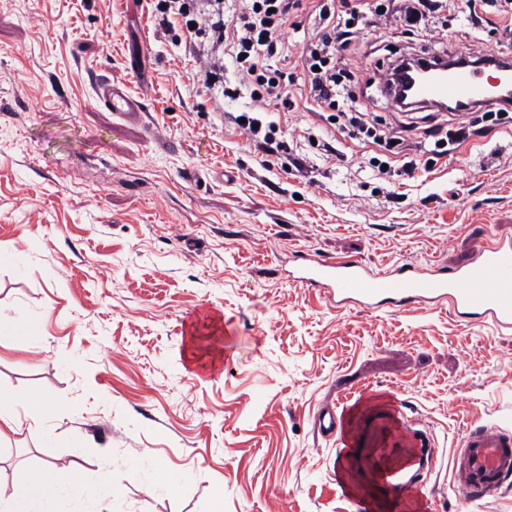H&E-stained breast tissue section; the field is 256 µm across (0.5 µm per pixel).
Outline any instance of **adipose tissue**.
I'll return each instance as SVG.
<instances>
[{"mask_svg": "<svg viewBox=\"0 0 512 512\" xmlns=\"http://www.w3.org/2000/svg\"><path fill=\"white\" fill-rule=\"evenodd\" d=\"M81 487L76 469L50 463L30 473L11 493L0 492V512H55V489L77 491Z\"/></svg>", "mask_w": 512, "mask_h": 512, "instance_id": "obj_1", "label": "adipose tissue"}]
</instances>
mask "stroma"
I'll return each mask as SVG.
<instances>
[{
    "label": "stroma",
    "instance_id": "stroma-1",
    "mask_svg": "<svg viewBox=\"0 0 512 512\" xmlns=\"http://www.w3.org/2000/svg\"><path fill=\"white\" fill-rule=\"evenodd\" d=\"M511 6L497 0L477 25L465 0H440L423 35L394 19L363 30L346 55V111L398 129L404 114L371 81L377 62L480 42L512 53ZM149 8L0 0V409L25 420L0 444V491L57 462L85 489L60 494L57 512H352L355 498L368 512H512V484L468 501L450 466L470 424L512 428V332L444 307L340 311L288 278L311 255L455 267L512 234V127L470 137L432 171L382 175L369 164L380 148L310 111L294 85L281 147L264 158L224 118L249 110V89L214 111L192 46ZM299 19L272 68L292 72L309 44L311 0ZM102 76L142 96L140 124L95 104ZM365 389L398 395L435 437L441 468L408 508L368 449L315 432L322 405ZM26 395L54 407L47 422H27Z\"/></svg>",
    "mask_w": 512,
    "mask_h": 512
}]
</instances>
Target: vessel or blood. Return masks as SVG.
Here are the masks:
<instances>
[{"mask_svg":"<svg viewBox=\"0 0 512 512\" xmlns=\"http://www.w3.org/2000/svg\"><path fill=\"white\" fill-rule=\"evenodd\" d=\"M473 64L448 76L416 85L413 97L441 101L512 105V66L502 65L496 81L485 79L484 66L496 63L497 48L479 45ZM94 99L126 122L138 121L140 97L126 84L103 80L94 85ZM293 279L318 289L337 309L401 312L411 306L447 307L470 322L512 332V236L498 235L466 265L448 270L404 262L377 273L360 258L310 257L292 271ZM355 421H348V411ZM316 425L325 439L351 441L358 448H403L407 460L383 472L385 490L400 499L434 471V440L418 417L406 416L399 401L360 397L354 406L328 403L318 412ZM512 478V430L497 425L467 428L453 453L452 481L469 500L495 497Z\"/></svg>","mask_w":512,"mask_h":512,"instance_id":"1","label":"vessel or blood"}]
</instances>
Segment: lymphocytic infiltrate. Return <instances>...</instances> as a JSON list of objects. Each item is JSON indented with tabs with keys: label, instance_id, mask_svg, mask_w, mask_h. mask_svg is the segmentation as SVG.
<instances>
[{
	"label": "lymphocytic infiltrate",
	"instance_id": "f902f5d3",
	"mask_svg": "<svg viewBox=\"0 0 512 512\" xmlns=\"http://www.w3.org/2000/svg\"><path fill=\"white\" fill-rule=\"evenodd\" d=\"M155 17L160 29L171 32L176 22L187 25L192 39L208 41L205 52L207 69L203 81L214 85L224 80V62L218 58L220 47L232 49L239 85L250 88L253 113L247 118L230 115L262 154L274 153L275 122L265 121L273 103L288 105L283 72L271 69L267 59L279 42V36L300 7L301 0H242L236 19L225 20L224 0H156ZM320 20L331 28L300 56L308 96L316 106L336 109V90L343 81L353 80L352 71L340 68L344 51L352 46L359 27L387 19L393 13V0H337L336 8L319 4Z\"/></svg>",
	"mask_w": 512,
	"mask_h": 512
}]
</instances>
